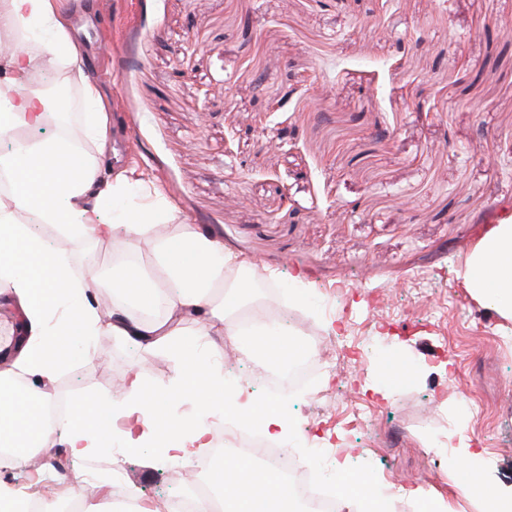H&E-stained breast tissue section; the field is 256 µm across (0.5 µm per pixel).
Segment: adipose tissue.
Returning <instances> with one entry per match:
<instances>
[{
	"instance_id": "obj_1",
	"label": "adipose tissue",
	"mask_w": 512,
	"mask_h": 512,
	"mask_svg": "<svg viewBox=\"0 0 512 512\" xmlns=\"http://www.w3.org/2000/svg\"><path fill=\"white\" fill-rule=\"evenodd\" d=\"M48 32V39H31V27ZM0 40L14 44L0 55V138L12 137L16 127L38 129L54 112L34 83L37 74L54 70L64 81L78 80L81 96L91 115L82 129L91 152L77 151L65 138L24 140L8 154L0 155V173L13 190L0 199V285L23 315L24 340L0 346V356L10 367L0 372V435L17 441L35 439L39 450L55 445L53 432L44 430L41 410L52 398L59 371L72 358L70 349L49 353V342L64 337L66 343L89 339L109 327L113 336L131 339L153 352H166L180 360L173 382L160 391L147 390L138 372H131L127 395L115 403L105 398L75 402L74 419L66 435L72 456L86 457L112 444L114 417L136 414L142 421V442L167 439L163 453L174 464H188L209 448L206 417L236 419L256 415L265 429L281 436L298 427L277 401L255 404L239 394L226 392L200 353L199 339L183 338L179 324L200 318L201 336L213 329L224 332L215 351L248 336L255 353L272 362L305 354L295 340H283L277 323L263 312L251 316L250 328H240L228 315L231 306L220 289L245 293V280L234 276L233 258L223 246L203 234L188 220H180L176 238L151 244L154 270L124 263L110 269L112 314L102 319L85 303L86 291L96 282L95 269L74 273L70 262L18 223L17 213L34 215L39 222L56 224L79 238L122 241L127 245L149 236L158 214L170 206L161 196L147 192L130 208L122 202L131 183L123 175L103 177L110 157V115L100 85L84 70L80 47L70 33L61 0H0ZM118 201L111 220L100 217L104 199ZM464 287L488 303L502 317L512 319V217L496 225L471 249L463 263ZM163 303L164 321H140L129 314L132 305ZM23 389H16L17 380ZM194 401L205 412L192 421L176 415L174 407ZM224 497V512H290L288 493L280 479L250 463L234 459L218 468L212 479Z\"/></svg>"
}]
</instances>
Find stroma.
Returning a JSON list of instances; mask_svg holds the SVG:
<instances>
[{"label": "stroma", "mask_w": 512, "mask_h": 512, "mask_svg": "<svg viewBox=\"0 0 512 512\" xmlns=\"http://www.w3.org/2000/svg\"><path fill=\"white\" fill-rule=\"evenodd\" d=\"M112 115L113 172L157 187L252 269L281 336L322 340L315 394L289 396L323 480L358 470L393 512L442 495L478 512L448 474L466 425L479 473L512 486V321L464 288L479 238L512 216V63L486 28L512 29V0H62ZM199 49L181 56L185 33ZM187 69L179 78L178 69ZM286 101L293 150L260 130ZM390 129V141L372 133ZM225 381L263 400L248 340ZM137 368L156 388L179 365L132 340L76 349L54 392L123 400ZM449 396L450 405L439 402ZM143 504L182 481L167 458L116 440Z\"/></svg>", "instance_id": "1"}]
</instances>
